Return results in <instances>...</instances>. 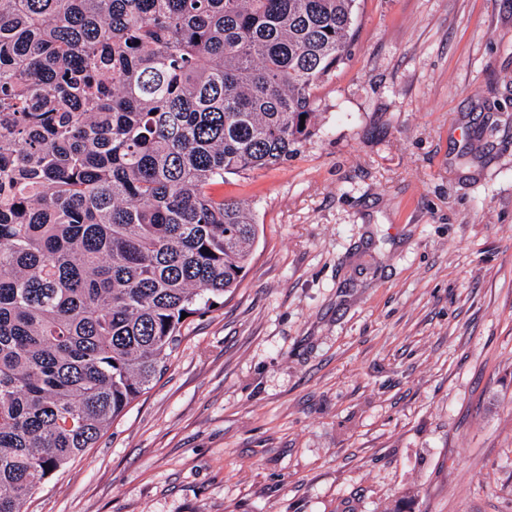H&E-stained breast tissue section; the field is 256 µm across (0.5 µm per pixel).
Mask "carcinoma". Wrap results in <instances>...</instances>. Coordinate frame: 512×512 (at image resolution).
Listing matches in <instances>:
<instances>
[{
    "instance_id": "cac0c4a2",
    "label": "carcinoma",
    "mask_w": 512,
    "mask_h": 512,
    "mask_svg": "<svg viewBox=\"0 0 512 512\" xmlns=\"http://www.w3.org/2000/svg\"><path fill=\"white\" fill-rule=\"evenodd\" d=\"M357 0H0V512H22L238 287L224 177L288 162Z\"/></svg>"
}]
</instances>
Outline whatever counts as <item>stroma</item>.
I'll return each mask as SVG.
<instances>
[{"mask_svg": "<svg viewBox=\"0 0 512 512\" xmlns=\"http://www.w3.org/2000/svg\"><path fill=\"white\" fill-rule=\"evenodd\" d=\"M240 286L25 512H512V0H357Z\"/></svg>", "mask_w": 512, "mask_h": 512, "instance_id": "35a3bbf8", "label": "stroma"}]
</instances>
